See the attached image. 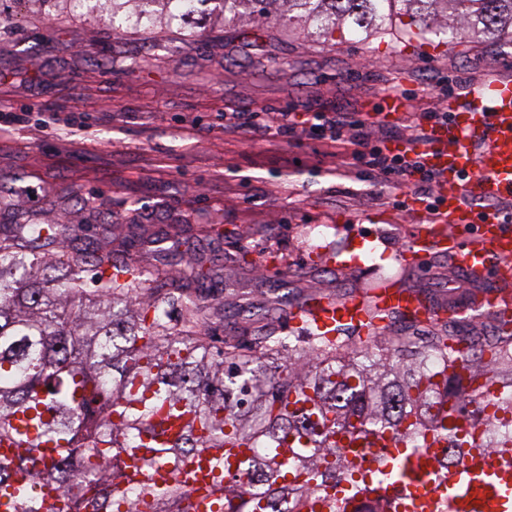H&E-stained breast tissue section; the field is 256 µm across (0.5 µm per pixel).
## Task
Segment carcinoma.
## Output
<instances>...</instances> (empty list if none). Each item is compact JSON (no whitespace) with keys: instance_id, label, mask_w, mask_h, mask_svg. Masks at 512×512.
<instances>
[{"instance_id":"carcinoma-1","label":"carcinoma","mask_w":512,"mask_h":512,"mask_svg":"<svg viewBox=\"0 0 512 512\" xmlns=\"http://www.w3.org/2000/svg\"><path fill=\"white\" fill-rule=\"evenodd\" d=\"M72 0H0L61 16ZM175 0H85L89 12L122 27L120 15L168 25ZM186 30L222 20L301 22L316 40L335 42L350 24L368 36L403 32L430 42L506 40L512 0H193ZM76 235L0 200V490L23 484L5 512H45L30 492L46 473L65 512H193L179 480L159 483L155 467L178 470L205 460L219 512H392L377 483L420 479L410 457L431 441L447 455L433 478L471 451L512 469V319L495 313L488 336H461L448 323L405 334L327 336L302 318L283 338L268 322L250 342L214 340L202 329L210 273L198 263L166 284L186 306L181 328L148 294V273L129 245L61 246ZM153 317H148V314ZM384 442L406 448L389 475L357 480L361 462ZM249 449L246 484L225 472L224 449ZM142 465L128 473L127 458ZM351 484L344 505L332 491Z\"/></svg>"}]
</instances>
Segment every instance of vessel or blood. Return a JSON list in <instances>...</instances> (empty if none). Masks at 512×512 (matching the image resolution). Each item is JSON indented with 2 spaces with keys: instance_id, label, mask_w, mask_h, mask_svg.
Segmentation results:
<instances>
[{
  "instance_id": "vessel-or-blood-1",
  "label": "vessel or blood",
  "mask_w": 512,
  "mask_h": 512,
  "mask_svg": "<svg viewBox=\"0 0 512 512\" xmlns=\"http://www.w3.org/2000/svg\"><path fill=\"white\" fill-rule=\"evenodd\" d=\"M494 105L484 108L473 103L453 106L448 127L435 130L421 143L428 165L438 169L441 180L436 193L441 199L436 221L418 225L400 250L408 264L421 265L432 249L448 251L463 272L478 271L497 284L487 296L490 310L500 308V287L512 284V226L494 215L477 216L467 199L512 198V85L492 84ZM386 312H408L428 318L418 296L388 279L379 280L371 299L359 296L313 304V317L320 330L365 321L366 305ZM156 477L181 480L191 491L198 512H208L203 490L213 478L210 468L187 463L180 471L161 467ZM404 496L425 512H503L512 496V473L486 458L483 470L466 462L452 468L447 489H439L431 471L419 482L406 487Z\"/></svg>"
}]
</instances>
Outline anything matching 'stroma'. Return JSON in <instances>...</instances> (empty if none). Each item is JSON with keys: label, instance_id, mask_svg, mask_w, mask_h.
Returning a JSON list of instances; mask_svg holds the SVG:
<instances>
[{"label": "stroma", "instance_id": "1", "mask_svg": "<svg viewBox=\"0 0 512 512\" xmlns=\"http://www.w3.org/2000/svg\"><path fill=\"white\" fill-rule=\"evenodd\" d=\"M235 32L219 21L192 36L176 23L162 33L117 34L75 12L1 24L0 124L12 112L28 115L0 140V184L31 190L18 210L81 227L111 212L123 234L178 233L176 257L145 244L134 258L158 297L163 282L205 260L220 284L219 312L207 321L219 345L272 319L291 328L289 313L307 293L341 298L383 278L433 303L485 297L449 278L447 254L401 264L394 251L418 221L398 206L408 188L375 183L352 146L337 157L315 139L228 133L223 115L265 106L288 108L299 121L376 112L373 136L398 137L413 115L442 107L424 90L440 75L457 79V97L491 106L487 86L512 83V49L365 39L347 29L327 45L274 23L256 39ZM394 84L414 96L398 119L384 111ZM85 197L94 210L79 207ZM354 236L374 240L363 266L320 263L332 243Z\"/></svg>", "mask_w": 512, "mask_h": 512}]
</instances>
